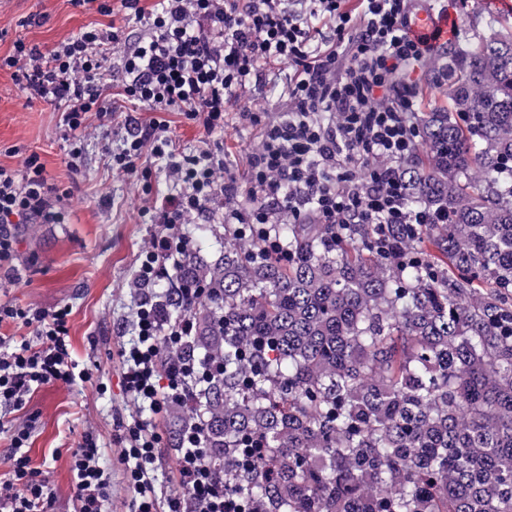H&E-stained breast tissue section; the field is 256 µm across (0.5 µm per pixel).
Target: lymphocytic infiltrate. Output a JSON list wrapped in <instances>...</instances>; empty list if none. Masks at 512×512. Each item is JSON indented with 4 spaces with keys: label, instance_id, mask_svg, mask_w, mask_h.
<instances>
[{
    "label": "lymphocytic infiltrate",
    "instance_id": "f902f5d3",
    "mask_svg": "<svg viewBox=\"0 0 512 512\" xmlns=\"http://www.w3.org/2000/svg\"><path fill=\"white\" fill-rule=\"evenodd\" d=\"M96 5L101 23L44 49L15 41L0 55V71H10L31 95L62 106L60 133L68 142L67 164L83 165L82 140L91 113L116 111L125 101L149 113L128 117L122 151L112 157L116 173L135 172L144 155L167 159L181 192L153 204V221L172 227L153 238L138 277L151 282L167 273L168 260L188 248L176 232L221 208L226 224H396L433 223V216L406 204L401 164L418 151L413 75L432 56L440 30L417 36L407 29L415 0H72ZM122 9L134 29L116 27ZM288 62L284 109L270 120L264 108L248 119L265 127L250 159V190L241 193L225 164L211 149L177 156L167 136L164 113L177 112L207 134L224 130V114L238 91L266 81L264 66ZM54 189L37 153L22 169L0 164V278L23 275L14 263V229L50 224L56 214ZM68 307L48 312L0 304V325L32 327L21 342L0 336V406L20 410L40 386L87 378L71 359ZM137 342L126 353L123 378L136 400L161 413L185 393L192 367L162 371L161 341L178 342L188 320L160 324L154 308L138 303ZM33 425L7 428L11 467L0 478V512H45L48 480L26 449ZM121 461L134 493V512H229L224 483L216 478L192 432L180 448L174 484L157 492L154 470L161 437L142 419L125 427ZM74 512H106L112 473L101 465L97 444L85 436L69 461Z\"/></svg>",
    "mask_w": 512,
    "mask_h": 512
}]
</instances>
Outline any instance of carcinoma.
<instances>
[{"instance_id": "1", "label": "carcinoma", "mask_w": 512, "mask_h": 512, "mask_svg": "<svg viewBox=\"0 0 512 512\" xmlns=\"http://www.w3.org/2000/svg\"><path fill=\"white\" fill-rule=\"evenodd\" d=\"M407 199L447 220L224 225L150 298L192 329L161 369L242 512H512V25L434 60ZM430 244L433 250L426 249ZM413 262L398 265L394 253Z\"/></svg>"}]
</instances>
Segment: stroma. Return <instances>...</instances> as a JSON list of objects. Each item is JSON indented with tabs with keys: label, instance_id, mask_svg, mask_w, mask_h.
<instances>
[{
	"label": "stroma",
	"instance_id": "1",
	"mask_svg": "<svg viewBox=\"0 0 512 512\" xmlns=\"http://www.w3.org/2000/svg\"><path fill=\"white\" fill-rule=\"evenodd\" d=\"M448 13L464 39L473 29L512 22V0H448ZM31 15L42 17V24L24 25ZM98 18L95 6L77 7L70 0H0V52L8 53L18 39L54 47ZM266 71L269 83L240 90L223 133L206 134L181 115L167 113L168 134L178 154L210 144L240 188H247L248 159L261 142V132L241 115L258 103L277 112L288 80L287 64L272 63ZM125 118L122 112L91 116L84 163L72 171L59 135V112L31 97L10 72L0 71V163L18 169L24 155L38 153L61 196L55 223L18 226L16 258L27 272L20 280L0 284V302L46 311L69 307L72 357L90 373L85 381L42 386L23 409L10 415L14 421L33 422L29 455L33 465L45 466L49 473L50 512H68L73 496L69 456L88 433L112 472L109 512L132 510L133 493L120 462L121 435L123 423L142 409L125 389L121 352L135 336L137 271L149 240L164 231L163 225L150 223L142 206L146 197L166 198L180 188L169 178L166 160L151 156L141 162L149 176L113 174L112 155L120 148Z\"/></svg>",
	"mask_w": 512,
	"mask_h": 512
}]
</instances>
